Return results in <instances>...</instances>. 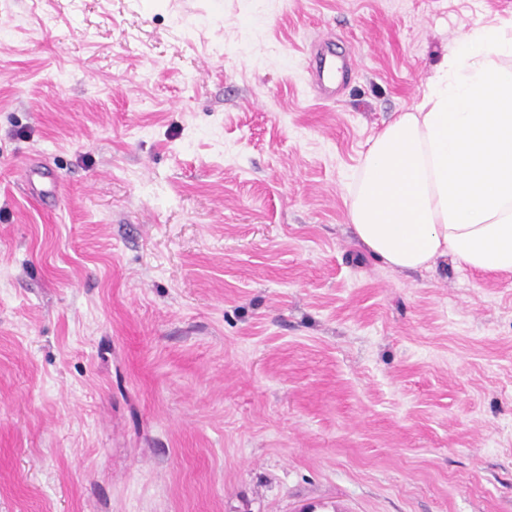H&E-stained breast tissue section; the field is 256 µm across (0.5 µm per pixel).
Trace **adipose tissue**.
<instances>
[{"label": "adipose tissue", "instance_id": "ef3b65f1", "mask_svg": "<svg viewBox=\"0 0 512 512\" xmlns=\"http://www.w3.org/2000/svg\"><path fill=\"white\" fill-rule=\"evenodd\" d=\"M348 218L393 268L512 273V34L480 25L449 50L373 139Z\"/></svg>", "mask_w": 512, "mask_h": 512}]
</instances>
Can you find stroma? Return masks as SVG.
Masks as SVG:
<instances>
[{
  "label": "stroma",
  "instance_id": "1",
  "mask_svg": "<svg viewBox=\"0 0 512 512\" xmlns=\"http://www.w3.org/2000/svg\"><path fill=\"white\" fill-rule=\"evenodd\" d=\"M486 23L0 0V512H512V274L393 269L346 204ZM336 45L331 43L320 44L312 56L311 71L321 90L328 96L336 93V77H347L352 71L351 65H336Z\"/></svg>",
  "mask_w": 512,
  "mask_h": 512
}]
</instances>
